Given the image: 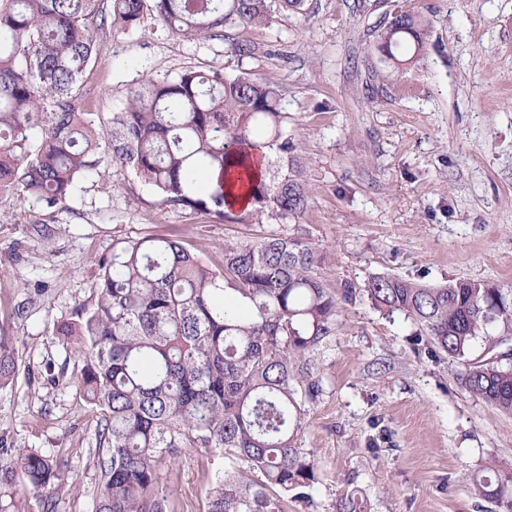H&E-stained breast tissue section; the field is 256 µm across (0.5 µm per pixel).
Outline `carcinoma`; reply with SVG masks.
Returning a JSON list of instances; mask_svg holds the SVG:
<instances>
[{
    "label": "carcinoma",
    "instance_id": "1",
    "mask_svg": "<svg viewBox=\"0 0 512 512\" xmlns=\"http://www.w3.org/2000/svg\"><path fill=\"white\" fill-rule=\"evenodd\" d=\"M306 0H0V193L64 205L79 178L95 170L101 142L112 162L150 185L163 201L212 213L231 224L263 219L299 224L310 195L304 161L288 134L278 86L244 72L232 78L185 70L131 85L123 108L96 130L81 112L79 82L92 65L98 33L136 27L153 16L187 40L223 38L227 52L253 59L259 47L226 30L264 23ZM384 60L397 67L425 52L421 23L394 9L380 35ZM267 159L254 171L252 157ZM216 177L206 186L200 176ZM252 189L234 208L224 177ZM320 254L301 234L227 243L209 266L182 242L127 238L98 262L91 302L56 330L80 355L75 384L98 414L99 487L95 512H170L162 460L206 448L243 461L253 480L226 471L210 488L207 512H281V498L311 499L319 481L313 453L297 447L306 408L320 382L306 354L336 326L337 292L318 276ZM378 308L418 324L478 400L512 414V362H489L512 336V287L459 280L424 285L394 275L365 288ZM17 373L13 343L0 336V385ZM64 472L53 458L21 450L0 461V484L42 498L56 512ZM477 494L512 512V476L473 478ZM339 512H368L354 492Z\"/></svg>",
    "mask_w": 512,
    "mask_h": 512
}]
</instances>
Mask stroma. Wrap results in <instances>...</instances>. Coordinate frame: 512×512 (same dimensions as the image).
<instances>
[{
  "label": "stroma",
  "mask_w": 512,
  "mask_h": 512,
  "mask_svg": "<svg viewBox=\"0 0 512 512\" xmlns=\"http://www.w3.org/2000/svg\"><path fill=\"white\" fill-rule=\"evenodd\" d=\"M398 4L422 21L426 50L396 68L378 43ZM234 33L261 54L238 61L223 40L186 41L149 16L100 34L82 110L101 125L130 85L188 69L278 85L310 187L301 225L174 208L107 161L62 208L0 194V334L13 337L19 366L0 386V459L23 449L57 458L68 484L56 512H94L97 414L54 327L90 301L95 263L118 242L180 240L217 267L225 243L299 231L324 282L357 298L308 355L321 391L297 445L314 452L319 481L310 504L288 497L282 512H337L355 490L368 512H487L472 479L489 467L512 474V416L473 397L460 366L417 340L404 313L374 306L365 286L377 274L512 286V0H306L304 12ZM229 465L205 448L166 460L174 512H204Z\"/></svg>",
  "instance_id": "35a3bbf8"
}]
</instances>
